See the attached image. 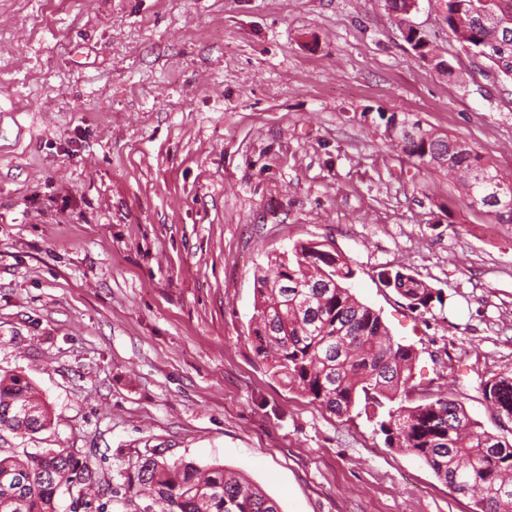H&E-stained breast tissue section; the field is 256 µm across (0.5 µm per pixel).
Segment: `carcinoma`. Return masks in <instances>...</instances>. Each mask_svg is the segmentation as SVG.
<instances>
[{
    "label": "carcinoma",
    "mask_w": 512,
    "mask_h": 512,
    "mask_svg": "<svg viewBox=\"0 0 512 512\" xmlns=\"http://www.w3.org/2000/svg\"><path fill=\"white\" fill-rule=\"evenodd\" d=\"M448 31L457 34L472 0H445ZM501 21H512V0H490ZM384 127L398 117L409 123L402 153L416 166L469 171L467 204L486 210L498 224H512V189L493 162L474 148L451 146L456 138L423 126L411 113H378ZM354 272L338 254L297 243L254 271L255 314L248 340L255 355L288 390L341 417L363 406L384 444L411 454L475 512H512V441L476 430L464 406L438 395L408 406L415 388V350L392 340L379 312L349 288ZM378 279L412 311L443 304L440 292L416 275L384 268ZM498 414L512 419V377L481 385ZM51 425L49 408L21 374L0 375V432L26 436ZM120 488L141 499L140 512H281L275 499L222 465L145 458L122 474ZM104 475L68 448L0 455V512H57L64 485L98 492Z\"/></svg>",
    "instance_id": "1"
}]
</instances>
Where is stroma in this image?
Wrapping results in <instances>:
<instances>
[{"instance_id": "1", "label": "stroma", "mask_w": 512, "mask_h": 512, "mask_svg": "<svg viewBox=\"0 0 512 512\" xmlns=\"http://www.w3.org/2000/svg\"><path fill=\"white\" fill-rule=\"evenodd\" d=\"M414 20L455 79L416 58L385 0H0V373L52 426L0 449L70 448L108 488L57 512H134L111 492L146 457L219 464L282 512H472L365 415L292 393L247 339L253 274L319 242L417 352L414 383L482 430L512 420V224L412 165L378 115L410 112L512 177V80ZM440 291L421 315L377 274ZM481 394L498 414L512 419V377H497L481 385Z\"/></svg>"}]
</instances>
